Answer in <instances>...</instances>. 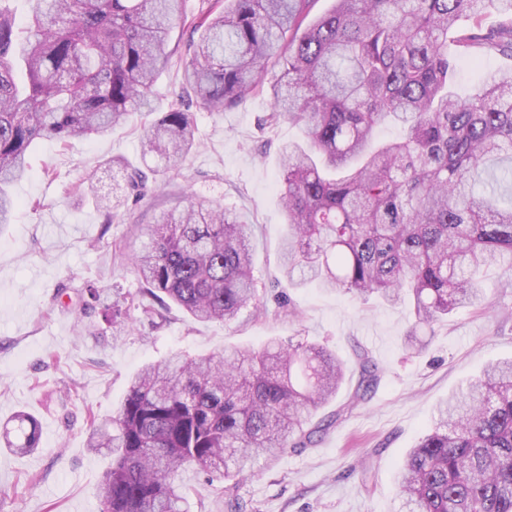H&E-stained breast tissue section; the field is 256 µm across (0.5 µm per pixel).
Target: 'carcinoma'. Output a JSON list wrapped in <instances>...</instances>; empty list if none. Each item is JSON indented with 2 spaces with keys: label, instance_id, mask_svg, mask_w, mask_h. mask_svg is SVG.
I'll list each match as a JSON object with an SVG mask.
<instances>
[{
  "label": "carcinoma",
  "instance_id": "carcinoma-1",
  "mask_svg": "<svg viewBox=\"0 0 512 512\" xmlns=\"http://www.w3.org/2000/svg\"><path fill=\"white\" fill-rule=\"evenodd\" d=\"M313 2L208 0L190 18L183 0H31L23 29L0 7V225L38 140L104 136L157 111L142 152L175 179L195 147L189 109L222 112L268 83L264 124L302 131L282 147L283 275L360 300H408L416 328L479 305L490 267L512 270V69L466 97L453 82L462 59L512 58V0H335L310 21ZM176 25L199 38L179 93L158 111L152 86L172 65ZM385 122L400 137L379 139ZM144 237L131 256L140 319L158 327L174 304L227 324L256 301L254 224L243 215L187 192ZM102 307L104 322L122 318L120 301ZM357 356L355 390L314 425L345 375L319 344L274 339L145 365L112 417L90 424L88 448L112 457L100 512H188L194 488L179 475L189 468L209 476L226 512H245L244 471L316 445L370 398L379 370ZM436 412L399 473L401 512H512V359ZM14 422L7 447L38 448L36 421L20 412Z\"/></svg>",
  "mask_w": 512,
  "mask_h": 512
}]
</instances>
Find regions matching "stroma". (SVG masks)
Instances as JSON below:
<instances>
[{"label":"stroma","instance_id":"obj_1","mask_svg":"<svg viewBox=\"0 0 512 512\" xmlns=\"http://www.w3.org/2000/svg\"><path fill=\"white\" fill-rule=\"evenodd\" d=\"M269 108L261 92L225 112H196L200 148L182 175L149 184L136 197L122 166H141L144 117L106 136L63 144L38 141L29 173L11 189L12 224L0 228V423L16 412L36 418L41 446L18 454L0 446V512H99L98 485L110 460L87 446L89 415L104 418L145 363L171 353L260 347L271 339L308 340L344 361L343 394L359 379L358 350L381 370L371 399L331 427L314 447L287 450L240 482L247 512H399L396 484L407 451L434 424L437 404L512 357V289L490 287L480 308L457 311L433 329H414L410 304L361 302L316 284L282 278L279 244L286 233L278 198L279 145L301 137L288 122L259 129ZM93 177L101 194L122 198L111 225L91 198L71 192ZM243 213L254 224V268L264 313L241 312L231 324L203 323L171 307L155 329L131 323L113 335L95 311H82L87 284L134 296L129 260L142 227L172 209L184 191ZM289 297L294 315L276 312ZM369 459L362 487L353 466Z\"/></svg>","mask_w":512,"mask_h":512}]
</instances>
